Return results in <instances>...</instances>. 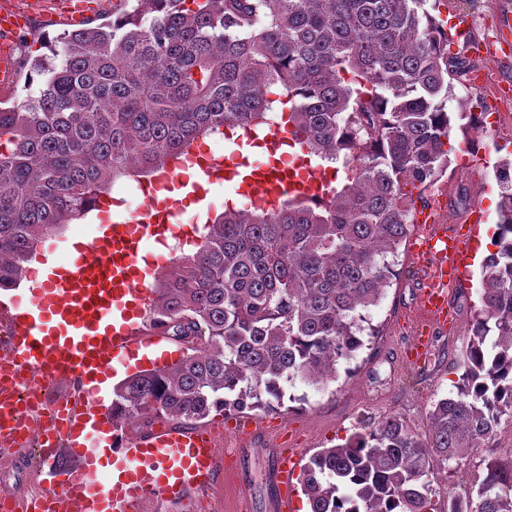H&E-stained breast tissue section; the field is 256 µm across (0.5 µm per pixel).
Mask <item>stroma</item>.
I'll use <instances>...</instances> for the list:
<instances>
[{"label":"stroma","instance_id":"35a3bbf8","mask_svg":"<svg viewBox=\"0 0 512 512\" xmlns=\"http://www.w3.org/2000/svg\"><path fill=\"white\" fill-rule=\"evenodd\" d=\"M435 15L443 20L447 32L464 27L473 40L485 41L497 29L512 33V0H438ZM66 29L65 24L36 14L19 38L15 50L16 81L0 93V108L17 105L30 95V64L37 56L49 55L53 40ZM473 70L487 75L481 89H473L468 79L454 81L449 108L458 100L481 103L491 114L490 121L469 135L455 133L445 175L431 186L411 188V195H422L428 205L441 206L442 215L451 224L465 223L468 207L478 206L486 214L482 238L492 235L497 221L499 187L497 166L512 160V98L497 99L499 83H512V56L471 55ZM467 196H460V189ZM96 213L71 221L51 232L47 242L38 245L39 262L74 256V243L90 242L97 234ZM399 275L387 287L379 305L371 313L377 329L370 346L352 361L349 371H338L334 381L322 388H308V400L274 412L251 411L238 415V431H225L222 464L232 471L234 480L211 491H191L181 498L153 497L141 506V512H279L283 492L275 478L276 457L280 449L299 448L311 455L322 448L342 443L357 433L368 432L383 418L398 414L420 434L426 433L428 412L438 399L455 394L462 372L459 364L466 345L470 320L481 308L482 281L486 273L483 261H471L465 285L452 301L456 308L454 330L433 337V352L420 364L405 362L403 352L412 340L404 323L406 311L413 306L419 286L418 273L408 259L407 247H400ZM512 461V438L499 430L495 439L478 448L459 467H438L431 480L436 500L462 497L482 477L490 459ZM71 460L58 451L54 463L38 464L34 451L15 448L0 452V487L17 497H30L35 491L60 489L62 476ZM296 506L305 497L300 487L287 492Z\"/></svg>","mask_w":512,"mask_h":512}]
</instances>
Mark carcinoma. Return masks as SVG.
I'll list each match as a JSON object with an SVG mask.
<instances>
[{"mask_svg": "<svg viewBox=\"0 0 512 512\" xmlns=\"http://www.w3.org/2000/svg\"><path fill=\"white\" fill-rule=\"evenodd\" d=\"M426 2L125 0L112 22L61 34L32 63L37 95L0 109V288L117 176H148L224 128L265 132L282 105L309 160L340 164L326 197L227 208L171 262L146 330L186 352L117 387L113 420L187 429L214 409L280 407L296 383L335 378L374 335L370 311L412 231L403 188L447 170L448 92L469 71ZM496 176L497 250L456 395L433 404L425 435L391 415L313 453L298 477L310 512H512V461L489 460L441 511L429 480L512 421V164Z\"/></svg>", "mask_w": 512, "mask_h": 512, "instance_id": "carcinoma-1", "label": "carcinoma"}]
</instances>
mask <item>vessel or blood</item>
I'll list each match as a JSON object with an SVG mask.
<instances>
[{
	"mask_svg": "<svg viewBox=\"0 0 512 512\" xmlns=\"http://www.w3.org/2000/svg\"><path fill=\"white\" fill-rule=\"evenodd\" d=\"M99 0H56L57 13L69 24H81ZM27 10L21 0H0V87H10L16 77L14 54L17 39L26 27ZM288 136L273 131L261 144L258 157L243 154L223 156L190 150L168 161L139 189L144 205L126 216L107 221L103 232L78 249L75 259L43 275L26 273L30 288L0 303V322L9 336L0 343V369L24 372L30 387L46 390L59 379H75L81 396L65 410L56 435L67 444L71 465L65 471L61 491L49 494L51 512H139L146 499L157 495L178 498L190 488L211 489L217 485L219 439L214 432L161 428L149 436L122 444L118 468L122 481L108 493L90 484L96 468L87 455L104 432L100 415L104 408L98 395L99 374L117 371L140 350L162 345V335L146 334L141 322L145 310L142 296L148 292L157 266L141 261L150 243H164L166 235L182 223V201L175 191L180 171L194 168L198 177L192 194L207 199L211 189L224 185L245 196L251 207L269 209L287 193L313 195L326 188L321 169L302 156L283 163L282 150ZM417 231L410 258L421 271L416 294V337L408 362L428 358L436 330L452 318L451 299L464 285L462 273L478 237L483 215L473 211L468 223L450 224L436 208L418 211ZM23 413L9 377L0 378V443L10 445L19 430ZM303 451L282 449L276 477L291 488L299 474Z\"/></svg>",
	"mask_w": 512,
	"mask_h": 512,
	"instance_id": "1",
	"label": "vessel or blood"
}]
</instances>
